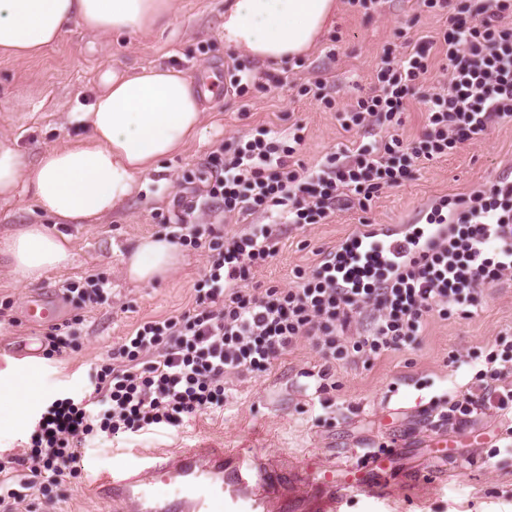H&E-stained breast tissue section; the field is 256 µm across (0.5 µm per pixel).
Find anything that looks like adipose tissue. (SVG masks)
<instances>
[{
  "instance_id": "obj_1",
  "label": "adipose tissue",
  "mask_w": 512,
  "mask_h": 512,
  "mask_svg": "<svg viewBox=\"0 0 512 512\" xmlns=\"http://www.w3.org/2000/svg\"><path fill=\"white\" fill-rule=\"evenodd\" d=\"M172 0H0V52L24 58L54 45L72 22L108 34L148 35L165 23ZM336 14V0H229L224 46L266 62L308 53ZM202 95L167 66L106 72L89 111L88 137L44 150L27 162L0 139V198L29 191L55 227L28 224L0 236V258L17 280L38 281L71 261L63 224H93L117 210L139 176L155 170L202 133ZM178 246L141 239L123 260L128 280L147 284L175 271Z\"/></svg>"
}]
</instances>
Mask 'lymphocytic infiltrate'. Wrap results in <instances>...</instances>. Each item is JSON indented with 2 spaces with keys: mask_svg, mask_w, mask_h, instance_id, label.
<instances>
[{
  "mask_svg": "<svg viewBox=\"0 0 512 512\" xmlns=\"http://www.w3.org/2000/svg\"><path fill=\"white\" fill-rule=\"evenodd\" d=\"M423 4L444 14L446 27L401 58L382 57L371 91L340 115L348 130L377 127L378 139L308 167L295 158L305 140L296 122L209 153L201 193L186 208L170 209L161 225L172 243L207 256L193 307L139 323L93 368L88 395L46 407L24 453L0 460V512L76 477L88 440L178 428L197 413L223 409L226 373H269L302 340L319 349L316 389L327 391L338 362L370 364L417 343L427 316L475 305L512 268V181L503 179L451 198L448 211L432 209L427 222L434 232L420 258L376 242L363 253L351 240L319 251L311 275L294 287L251 284L253 268L279 252V225L369 211L382 189L411 180L416 163L512 120V0ZM437 52L448 61V87L425 97L427 128L412 145L398 132L401 114ZM200 210L211 214L210 223L198 222ZM258 212L266 223L223 228L224 214ZM486 406L512 407V336L496 338L475 382L449 396L442 417L462 425Z\"/></svg>",
  "mask_w": 512,
  "mask_h": 512,
  "instance_id": "1",
  "label": "lymphocytic infiltrate"
}]
</instances>
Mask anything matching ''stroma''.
<instances>
[{
  "label": "stroma",
  "instance_id": "35a3bbf8",
  "mask_svg": "<svg viewBox=\"0 0 512 512\" xmlns=\"http://www.w3.org/2000/svg\"><path fill=\"white\" fill-rule=\"evenodd\" d=\"M338 2L336 18L316 46L281 64L225 49L224 0H175L168 24L146 36H98L76 23L37 55L21 59L0 52V137L14 142L30 162L47 148L88 135V127L72 115L87 111L102 74L111 67L132 71L171 65L188 75L214 67L222 74L220 95L205 102L201 138L163 160L159 171L140 177L123 205L98 223L62 225L73 254L68 267L24 284L0 263V304L8 307L0 318V378L15 367L7 349L24 341L33 349L42 347L23 317L28 296L91 274L104 278L109 288V300L100 308L64 304L61 320H83L80 348L39 359L37 379L47 403L64 394L89 392L91 369L134 326L192 306L193 283L206 266L203 250L182 248L178 269L148 285L126 281L123 259L136 241L156 235L174 195L190 194L191 180L220 143L299 122L306 127L299 157L311 167L327 153L369 141L364 131L345 130L339 112L371 89L384 53L400 55L417 39L435 35L446 17L424 7L422 0H378L368 10L349 0ZM241 69L254 77L242 96L233 84ZM276 76L283 78L282 86L273 85ZM448 78L443 56L434 57L403 116L404 140H420L427 124L420 98L447 86ZM317 80L325 83L332 107L301 95V88ZM502 179L512 180V121L493 126L482 141L420 162L412 179L384 190L370 212L341 211L326 224L284 229L279 253L254 269L252 283L291 287L297 270H313L317 251L345 240L361 221L409 224L440 198L466 195ZM46 221L30 193L0 199V235ZM505 333L512 335V270L467 312L428 317L418 344L386 352L370 367H337L336 386L327 392L317 393L314 379L307 376L320 362L317 348L307 340L282 356L271 374L252 379L226 374L223 410L199 414L181 428L90 441L81 451L84 472L60 491L53 508H46L43 498L31 497L16 505L15 512H109V504L88 496L87 468L109 470L130 462L131 449L173 452L194 439L211 440L228 451L259 446L262 457L295 469L300 477L292 487L296 494L348 449H393L396 475L384 495H347L339 512H512V411L488 407L460 426L437 421L428 412L433 401L447 399L481 369L480 361L467 364L464 356L486 351ZM439 434L447 435L451 452L470 459L466 472H458L431 446Z\"/></svg>",
  "mask_w": 512,
  "mask_h": 512
}]
</instances>
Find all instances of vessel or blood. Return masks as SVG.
I'll use <instances>...</instances> for the list:
<instances>
[{
	"mask_svg": "<svg viewBox=\"0 0 512 512\" xmlns=\"http://www.w3.org/2000/svg\"><path fill=\"white\" fill-rule=\"evenodd\" d=\"M358 238H378L390 248L406 245L410 225L358 226ZM62 300L46 294L25 303L28 322L56 319ZM289 476L246 449L226 453L203 444H187L175 455L141 452L135 464L97 472L90 489L112 505L113 512H277ZM358 466L339 464L325 470L306 500L290 499L293 512H336L346 493L366 489Z\"/></svg>",
	"mask_w": 512,
	"mask_h": 512,
	"instance_id": "vessel-or-blood-1",
	"label": "vessel or blood"
}]
</instances>
